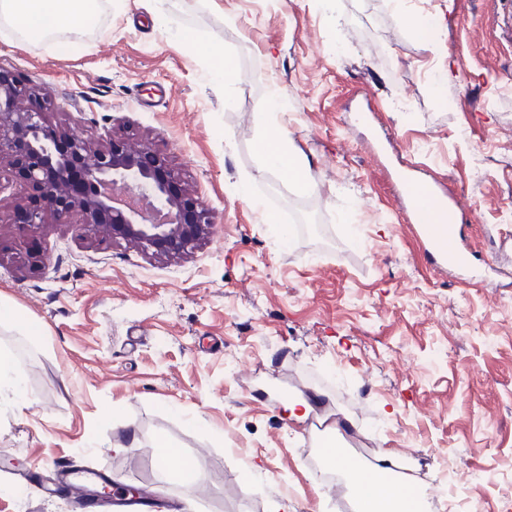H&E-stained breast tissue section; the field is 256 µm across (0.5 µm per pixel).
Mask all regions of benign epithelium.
I'll use <instances>...</instances> for the list:
<instances>
[{"label":"benign epithelium","mask_w":512,"mask_h":512,"mask_svg":"<svg viewBox=\"0 0 512 512\" xmlns=\"http://www.w3.org/2000/svg\"><path fill=\"white\" fill-rule=\"evenodd\" d=\"M52 104L46 87L24 85L0 69V169L31 193L16 212L24 231L39 224H92L110 238L180 259L205 239L210 215L197 190L181 183L152 142L112 136L90 142L45 122ZM82 168L81 189L69 173Z\"/></svg>","instance_id":"benign-epithelium-1"}]
</instances>
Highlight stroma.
Returning <instances> with one entry per match:
<instances>
[{"label": "stroma", "mask_w": 512, "mask_h": 512, "mask_svg": "<svg viewBox=\"0 0 512 512\" xmlns=\"http://www.w3.org/2000/svg\"><path fill=\"white\" fill-rule=\"evenodd\" d=\"M91 27L29 40L0 20V68L54 91L49 124L150 139L196 189L212 234L160 259L85 224L19 233L0 191V512H73L30 482L70 464L153 483L180 512H356L310 467L306 400L349 446L399 448L397 474L471 512L512 493V0H99ZM236 65L232 81L212 52ZM453 80L441 84L440 74ZM285 113L268 105L270 91ZM380 128L358 123L360 110ZM281 134L312 190L267 170ZM408 163L470 217L482 274L435 270L388 177ZM277 214L269 223L268 214ZM42 262L32 263L31 253ZM36 328L25 335L22 324ZM200 491L164 481L157 437Z\"/></svg>", "instance_id": "obj_1"}]
</instances>
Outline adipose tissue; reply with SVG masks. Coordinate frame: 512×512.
<instances>
[{
    "mask_svg": "<svg viewBox=\"0 0 512 512\" xmlns=\"http://www.w3.org/2000/svg\"><path fill=\"white\" fill-rule=\"evenodd\" d=\"M91 4L92 0H0V18L9 21L21 36L41 40L53 32L88 26L92 20ZM258 152L267 166L286 176L293 189L299 192L310 189L307 161L292 153L284 139L263 138ZM326 463L345 476L360 512H422V500L417 493L406 484L388 479L393 458L382 459L372 478L340 455L327 457Z\"/></svg>",
    "mask_w": 512,
    "mask_h": 512,
    "instance_id": "1",
    "label": "adipose tissue"
}]
</instances>
